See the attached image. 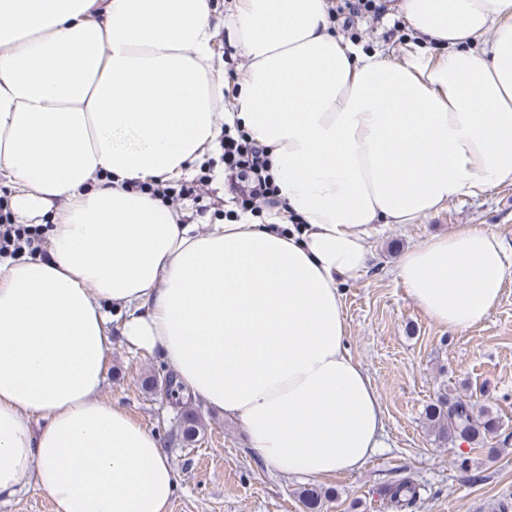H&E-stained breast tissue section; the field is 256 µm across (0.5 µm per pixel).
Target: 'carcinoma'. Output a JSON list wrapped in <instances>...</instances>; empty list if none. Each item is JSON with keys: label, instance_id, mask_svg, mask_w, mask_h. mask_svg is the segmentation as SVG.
Instances as JSON below:
<instances>
[{"label": "carcinoma", "instance_id": "1", "mask_svg": "<svg viewBox=\"0 0 512 512\" xmlns=\"http://www.w3.org/2000/svg\"><path fill=\"white\" fill-rule=\"evenodd\" d=\"M424 413L435 436L452 444L461 441L475 447L498 429L496 418L482 411L476 414L474 407L468 402L461 399L451 402L444 394L438 395L426 405ZM203 430L199 415L185 411L181 426L184 441H195ZM418 495L416 484L406 477L392 481L384 487V498L396 512H411Z\"/></svg>", "mask_w": 512, "mask_h": 512}]
</instances>
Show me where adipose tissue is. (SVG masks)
<instances>
[{
    "label": "adipose tissue",
    "mask_w": 512,
    "mask_h": 512,
    "mask_svg": "<svg viewBox=\"0 0 512 512\" xmlns=\"http://www.w3.org/2000/svg\"><path fill=\"white\" fill-rule=\"evenodd\" d=\"M328 7L239 0L247 65L228 100L209 0H0V178L21 223L65 203L47 257L0 262V501L32 477L56 512H167L159 436L99 397L117 315L273 472L350 473L382 447L341 288L383 228L512 183V0H402L447 53L401 63L336 36ZM222 120L269 146L297 223L203 231L124 189L188 176ZM511 270L502 237L465 224L395 274L462 331Z\"/></svg>",
    "instance_id": "obj_1"
}]
</instances>
